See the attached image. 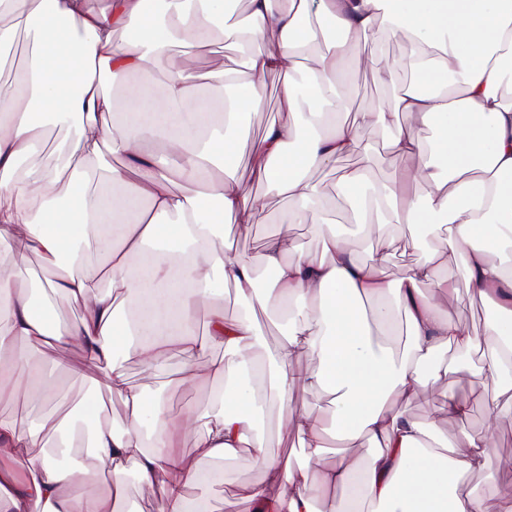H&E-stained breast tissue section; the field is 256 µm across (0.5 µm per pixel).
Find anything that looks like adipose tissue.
Listing matches in <instances>:
<instances>
[{
    "mask_svg": "<svg viewBox=\"0 0 512 512\" xmlns=\"http://www.w3.org/2000/svg\"><path fill=\"white\" fill-rule=\"evenodd\" d=\"M236 2L106 0L95 10L89 0H0V48L22 30L35 47L21 76L0 86V403L24 387L43 401L56 399L29 355L36 344L78 347L84 363L74 374L93 384L91 397L79 402L85 424L65 418L22 427L0 417V512H118L131 471L161 512H205L187 498L203 476L175 453L181 440L217 460L253 448L263 465L250 494L253 512H315V501L332 494L336 512H352L360 500L376 503V512H512L511 486L493 504L467 480L493 462L494 425L439 451L429 444L433 423L412 419L402 407L450 371L469 389L443 397L453 419L469 416L478 391L512 390V102L502 96L512 86V0H246L243 22L235 18ZM312 13L339 35L308 60L319 89L308 99L293 75ZM218 17L225 41L246 50L209 78L250 89L221 114L193 89L197 51L212 40ZM130 24L136 38L117 41V29ZM387 38L410 46L407 64H383L366 52V41ZM175 43L189 51L163 98L127 85L129 119L113 124L105 77L125 83L131 73L167 69ZM354 57L380 84L395 83L405 67L415 84L394 106L342 121L347 94L336 77ZM270 73L282 77L286 116L252 144L251 176L294 200L288 223H319L323 230L314 253L286 235L268 236L257 264L224 237L225 218L247 226L268 206L266 196L242 191L240 140L226 128L242 111L259 109ZM48 124L72 134L37 176L19 178L20 161L36 152ZM372 127L388 131L387 149L403 167L381 187L363 166L341 176L336 192L357 211L360 232L380 239L391 223L426 236L447 229L437 251L395 279L385 276L382 261L358 260L350 233L323 224L315 208L319 188L307 178L310 169L345 156H371L365 132ZM159 133L193 191L174 192L168 171L146 151ZM116 157L123 167L113 166ZM92 171L102 176L93 195L55 198L60 176L77 184ZM413 182L423 195L411 193ZM447 251L462 258L472 294L496 306L482 334L437 301L455 292L438 276ZM32 254L52 268L50 278L21 280ZM262 267L273 274L264 288ZM228 284L248 306L285 314L287 332L265 368L252 357L259 343L253 317L226 319L213 303ZM41 287L79 303L78 322L63 330L51 325L36 304ZM121 294L132 300L144 338L137 356L146 369L160 368L173 352L192 362L223 346V357L208 368L223 379L224 391L204 431L194 418L173 417L161 396L129 385L116 358L130 344L116 317ZM397 309L408 341L396 360L382 332ZM200 311L208 317L202 336L193 328ZM450 347L480 350L484 358L474 369L450 368L438 360ZM309 355L317 357L316 368L297 373L295 362ZM261 373L280 401L299 384L332 398L330 414L306 408L280 419V433L296 432L305 450L299 466L265 456L269 440L254 430L263 410L254 388ZM105 391L120 398L124 428L103 419L98 397ZM49 427L57 434L50 451ZM365 440L369 448L353 455ZM336 444L340 453L326 463L327 448ZM96 484L98 494H84Z\"/></svg>",
    "mask_w": 512,
    "mask_h": 512,
    "instance_id": "ef3b65f1",
    "label": "adipose tissue"
}]
</instances>
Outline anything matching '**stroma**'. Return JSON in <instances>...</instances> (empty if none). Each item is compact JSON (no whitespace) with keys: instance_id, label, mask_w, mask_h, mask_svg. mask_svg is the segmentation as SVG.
Returning <instances> with one entry per match:
<instances>
[{"instance_id":"1","label":"stroma","mask_w":512,"mask_h":512,"mask_svg":"<svg viewBox=\"0 0 512 512\" xmlns=\"http://www.w3.org/2000/svg\"><path fill=\"white\" fill-rule=\"evenodd\" d=\"M343 81L349 87V104L352 112L371 111L390 103L397 89L383 86L375 82L368 69L349 68ZM267 89L266 105L263 110L249 112L245 115V129L240 135L243 153L241 155L239 175L241 188L244 192L255 194L265 193L269 196L267 209L259 214L254 224L242 227L236 224H225L224 230L232 242L234 249L252 258H260L262 245L266 236L282 233L295 239L302 249L314 252L318 249V231L315 225L298 227L285 221V214L291 206L286 196L271 193L268 185L255 182L250 176L251 159L248 149L253 140L260 137L265 127L282 116L283 101L280 93V81L276 75H268L265 79ZM358 156L351 155L339 160L335 167L314 169L308 174L309 179L320 188L318 208L326 211L328 217L340 224L351 225L357 222L358 216L348 203L337 196L336 182L341 171L360 165ZM392 240L389 249H382L377 242L361 239L358 244V256L361 260L371 261L377 256H384L383 270L388 278L400 277L406 266L427 258L433 251V244L411 248L407 244L409 230L406 225L395 224L388 230ZM439 273L442 277L455 282L457 292L448 303L447 310L451 315L463 317L474 331H482L486 323L481 320L480 312L484 307L482 301L473 298L467 286L464 270L460 259L453 254H446L440 260ZM223 348L216 347L207 356L198 358L193 363H186L180 355H173L167 362L163 372L145 371L137 356L126 359L129 381L146 393L163 392L164 402L173 415L183 417L194 415L197 425H204V415L210 409L215 395L223 388L222 379L214 377L207 369V363L214 358L222 357ZM63 368L56 371V382L62 401L57 408L58 416L70 413L76 402L85 395L86 388L70 374L69 369L81 365L83 355L78 348L71 347L59 354ZM457 378L446 375L435 382L433 394L419 400L406 403L407 415L419 421L436 420L437 430L432 443L443 446L457 442L463 435L480 432L491 410H499V442L493 450L494 460H512V394L504 391H487L481 401L475 402L467 420L459 421L449 418L447 413L439 409V401L448 389L457 388ZM256 391L259 399L265 403L264 412L260 417V428L269 439L267 455L283 461L297 462L302 450L297 437L278 440V420L286 409L310 406L319 410H327L328 398L325 394L306 393L296 389L288 405L275 402L269 392L265 379H258ZM192 465L207 473L219 474L216 482L190 487L187 491L191 502L204 503L210 512H251L249 493L252 485L262 476L261 464L251 448L240 449L238 455L221 462L203 457L192 441H185L178 448Z\"/></svg>"}]
</instances>
